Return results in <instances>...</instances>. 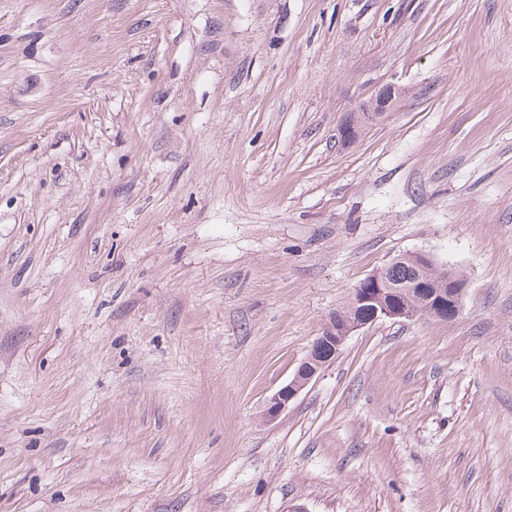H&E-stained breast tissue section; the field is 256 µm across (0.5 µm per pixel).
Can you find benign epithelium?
Listing matches in <instances>:
<instances>
[{"label": "benign epithelium", "instance_id": "1", "mask_svg": "<svg viewBox=\"0 0 512 512\" xmlns=\"http://www.w3.org/2000/svg\"><path fill=\"white\" fill-rule=\"evenodd\" d=\"M405 94V89L398 85L388 84L380 87L360 106L359 111L355 113L353 123L366 126L378 117L392 114ZM465 288V281L450 277L448 288L434 289L424 300L427 308L419 310L391 298L393 289L384 287L381 270H376L356 284L350 294L351 301L362 305L367 311V317L348 321L342 318L339 309L332 314L320 336L316 337L297 366L291 380L268 399L263 413L265 421L277 420L299 394L317 379L322 370L338 358L347 338L356 330L384 318L403 321L413 320L423 315L444 321L448 305L451 304L455 306V311H460Z\"/></svg>", "mask_w": 512, "mask_h": 512}]
</instances>
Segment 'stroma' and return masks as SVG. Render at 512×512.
<instances>
[{
    "instance_id": "1",
    "label": "stroma",
    "mask_w": 512,
    "mask_h": 512,
    "mask_svg": "<svg viewBox=\"0 0 512 512\" xmlns=\"http://www.w3.org/2000/svg\"><path fill=\"white\" fill-rule=\"evenodd\" d=\"M415 251L459 316L265 422ZM294 505L512 512V0H0V512ZM405 94V89L398 85L388 84L380 87L360 106L359 111L355 113L353 122L343 124L342 132H345L346 141L351 140L348 134L354 130L351 127L346 129V126L351 124L366 126L375 121L377 117H383L386 114L390 116L397 109ZM412 254L418 259L419 266H436L433 256L429 253L412 252ZM418 265L408 254L399 255L383 269L382 279L391 285H410L419 280L421 284L434 288L430 296L423 300L427 304V308L425 310L415 309L391 298L390 295L394 290L384 287L381 280L382 267L361 280L352 288L350 299L353 303L363 306L367 311V317L361 321L356 320L366 312L360 306H352L348 300L341 309H336V314H332L320 336L316 337L307 354L297 366L291 380L268 399L263 413L265 421L277 420L299 394L317 379L322 370L338 358L347 338L356 330L384 318L403 321L421 316L446 321L448 309L446 299L448 296L451 306H456L454 309L458 316L461 298L466 288L465 281L461 279L456 281L450 276H448V280L445 279L447 272L441 271V269L448 270L449 273L457 272L454 269L432 267L424 270ZM447 281L448 290L446 291ZM436 298L438 299L433 301ZM341 310L345 316L353 320L344 321Z\"/></svg>"
}]
</instances>
